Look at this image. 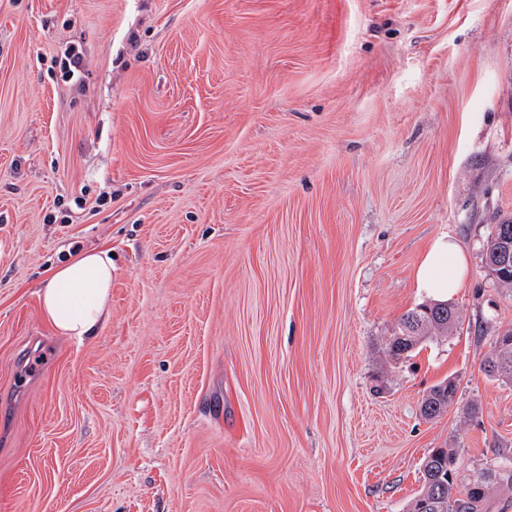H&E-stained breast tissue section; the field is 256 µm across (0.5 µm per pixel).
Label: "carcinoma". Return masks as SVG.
Wrapping results in <instances>:
<instances>
[{"mask_svg":"<svg viewBox=\"0 0 512 512\" xmlns=\"http://www.w3.org/2000/svg\"><path fill=\"white\" fill-rule=\"evenodd\" d=\"M458 324L455 307L446 301L423 304L406 314L389 339V352L399 357L415 349L427 338L446 333ZM485 366L495 368L493 377L512 381V329L495 341ZM459 384L448 378L434 386L423 398L421 413L434 418L450 407ZM458 451L437 448L422 464L423 488L410 504L408 512H488L493 490L512 491V465H491L472 476L457 480Z\"/></svg>","mask_w":512,"mask_h":512,"instance_id":"obj_1","label":"carcinoma"}]
</instances>
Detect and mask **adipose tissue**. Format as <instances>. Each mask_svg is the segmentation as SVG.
I'll use <instances>...</instances> for the list:
<instances>
[{
  "instance_id": "ef3b65f1",
  "label": "adipose tissue",
  "mask_w": 512,
  "mask_h": 512,
  "mask_svg": "<svg viewBox=\"0 0 512 512\" xmlns=\"http://www.w3.org/2000/svg\"><path fill=\"white\" fill-rule=\"evenodd\" d=\"M468 272L457 242L440 238L420 261L415 282L430 295L452 296ZM112 259L109 251L90 250L53 269L38 290L43 314L62 335L78 340L98 336L110 315Z\"/></svg>"
}]
</instances>
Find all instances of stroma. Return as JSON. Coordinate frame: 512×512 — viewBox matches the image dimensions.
I'll return each instance as SVG.
<instances>
[{"mask_svg": "<svg viewBox=\"0 0 512 512\" xmlns=\"http://www.w3.org/2000/svg\"><path fill=\"white\" fill-rule=\"evenodd\" d=\"M510 218L512 0H0V512H406L432 449L512 458ZM441 236L459 326L392 359ZM87 249L81 342L37 290ZM468 272V260L455 240L448 237L433 242L420 261L416 288L429 295L452 296ZM112 259L109 250L81 253L53 269L37 294L47 321L80 341L98 336L110 315ZM486 367H494L496 371L489 373ZM484 371L489 376L512 381V329L497 337L493 353L484 364ZM458 390L459 384L455 378H448L434 386L422 400V415L434 418L442 414L454 403Z\"/></svg>", "mask_w": 512, "mask_h": 512, "instance_id": "stroma-1", "label": "stroma"}]
</instances>
